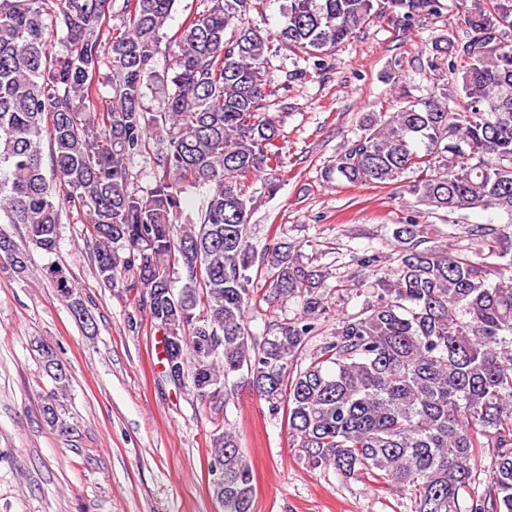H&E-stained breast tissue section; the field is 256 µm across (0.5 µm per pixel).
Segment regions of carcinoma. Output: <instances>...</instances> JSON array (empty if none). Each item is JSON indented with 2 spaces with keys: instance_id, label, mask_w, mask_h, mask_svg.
Wrapping results in <instances>:
<instances>
[{
  "instance_id": "1",
  "label": "carcinoma",
  "mask_w": 512,
  "mask_h": 512,
  "mask_svg": "<svg viewBox=\"0 0 512 512\" xmlns=\"http://www.w3.org/2000/svg\"><path fill=\"white\" fill-rule=\"evenodd\" d=\"M176 0H0V220L56 251L62 205L82 212L101 279L129 281L155 325L179 345L165 371L214 413L244 381L276 415L285 411L298 452L345 478L383 482L415 512H512V231L473 224L468 233L506 260L498 281L463 249L422 247L413 219L392 230L398 265L375 270L376 299L338 322L310 363L319 335L325 274L276 242L249 244L255 173L280 163L279 126L265 109L275 93L268 59L286 48L303 59L333 53L373 19L410 26L436 20L443 0H287L271 34L252 22L266 0H206L168 38ZM52 16L68 49L51 51ZM171 71L156 73L162 51ZM448 71L440 96L400 98L397 111L368 112L326 178L388 184L416 174L409 193L435 210L512 213V0H471L464 25L439 36L420 70ZM111 88L103 97L100 87ZM49 142L45 166L43 141ZM152 186L141 190L130 161ZM207 186L198 223H181L185 190ZM0 256L23 275L29 253L0 232ZM264 300L303 298L298 316L249 333V271ZM74 316L86 315L62 269H48ZM184 284L175 289L173 274ZM39 366L54 387L43 421L70 433L69 374L47 342ZM491 449L484 489L477 461ZM224 512H252L253 472L238 438L213 436Z\"/></svg>"
}]
</instances>
